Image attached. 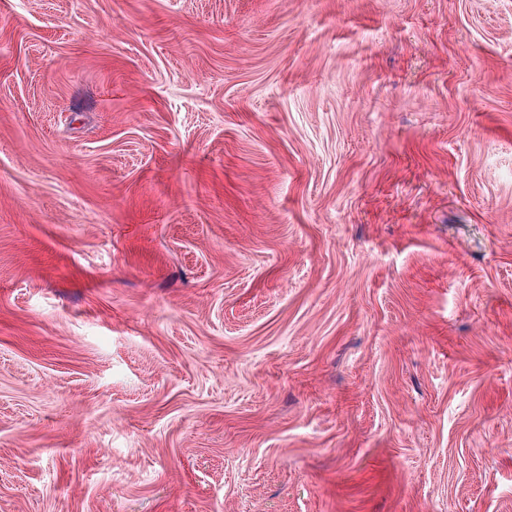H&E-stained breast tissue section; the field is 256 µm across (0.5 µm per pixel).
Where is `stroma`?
I'll use <instances>...</instances> for the list:
<instances>
[{
	"label": "stroma",
	"instance_id": "1",
	"mask_svg": "<svg viewBox=\"0 0 512 512\" xmlns=\"http://www.w3.org/2000/svg\"><path fill=\"white\" fill-rule=\"evenodd\" d=\"M0 512H512V0H0Z\"/></svg>",
	"mask_w": 512,
	"mask_h": 512
}]
</instances>
